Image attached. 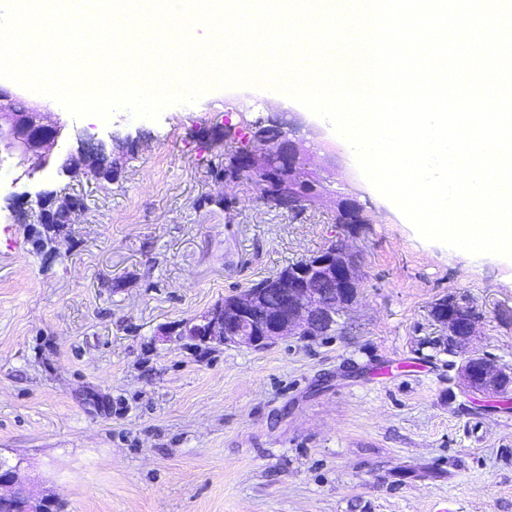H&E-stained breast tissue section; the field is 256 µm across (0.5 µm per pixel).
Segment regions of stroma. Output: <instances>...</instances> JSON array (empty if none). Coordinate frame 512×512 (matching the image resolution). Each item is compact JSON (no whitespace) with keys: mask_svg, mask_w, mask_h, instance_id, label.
Listing matches in <instances>:
<instances>
[{"mask_svg":"<svg viewBox=\"0 0 512 512\" xmlns=\"http://www.w3.org/2000/svg\"><path fill=\"white\" fill-rule=\"evenodd\" d=\"M66 122L56 160L0 202L50 188L83 198L75 223L36 251L0 212V458L62 512H512V391L468 393L477 351L512 367V259L419 236L339 148L364 223L288 209L215 172L268 112L294 100L250 85L213 89L157 119L124 110ZM138 142L112 182L72 178L76 132ZM342 241L360 295L335 331L253 350L164 341L289 263ZM467 297L481 318L448 354L430 310Z\"/></svg>","mask_w":512,"mask_h":512,"instance_id":"obj_1","label":"stroma"}]
</instances>
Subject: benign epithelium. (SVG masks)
<instances>
[{
    "instance_id": "1",
    "label": "benign epithelium",
    "mask_w": 512,
    "mask_h": 512,
    "mask_svg": "<svg viewBox=\"0 0 512 512\" xmlns=\"http://www.w3.org/2000/svg\"><path fill=\"white\" fill-rule=\"evenodd\" d=\"M47 113L37 105H24L11 92L0 87V165L15 161L22 176L32 177L34 168L25 167L36 159L48 163L55 153L64 124L46 123ZM265 122L277 127L284 144L262 143L256 155L238 157L241 172L254 179L282 177L294 185V192L283 198L293 208L309 195L319 193L321 183L310 176L305 167L304 144L307 137L316 138L320 131L305 126L294 112H271ZM112 154L107 143L88 131L78 138L77 152L62 162L61 169L78 170L89 179H101V169ZM58 197L53 190L41 189L32 194L24 191L12 197L10 213L21 206L42 207L47 200ZM288 282L282 286L279 303L271 307L264 288H247L193 321L172 327L167 338L234 345L260 350L272 346L286 336L307 338L316 335L324 325L347 312L359 294V262L357 256L341 245L301 260L288 271ZM433 321L444 335L463 346L475 332L478 312L464 313L465 333H458L459 322L450 318L446 309L430 311ZM512 370L497 364L483 354L471 355L461 366L462 385L483 394L509 392L507 379ZM23 499L27 512H48L55 505L52 497L38 496L20 482L17 469L0 463V503Z\"/></svg>"
}]
</instances>
